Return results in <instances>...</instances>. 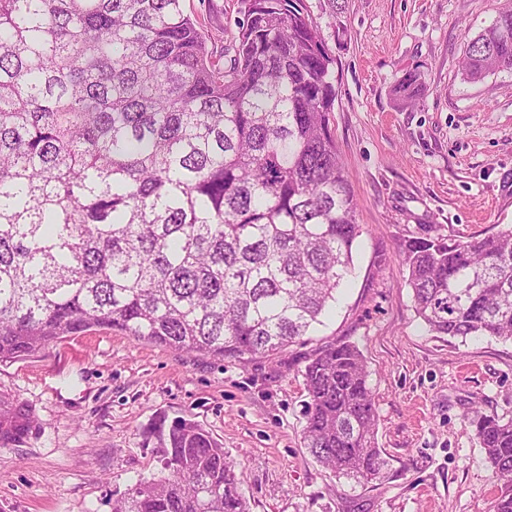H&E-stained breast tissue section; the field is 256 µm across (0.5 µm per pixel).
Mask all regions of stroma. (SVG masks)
Wrapping results in <instances>:
<instances>
[{
	"label": "stroma",
	"mask_w": 512,
	"mask_h": 512,
	"mask_svg": "<svg viewBox=\"0 0 512 512\" xmlns=\"http://www.w3.org/2000/svg\"><path fill=\"white\" fill-rule=\"evenodd\" d=\"M503 0H305L336 59L331 131L357 204L354 272L323 326L276 360L240 364L90 331L0 363V400L35 431L0 444V512H112L160 475L149 429L201 424L237 464L250 512H492L499 483L467 414L512 418V343L428 332L401 249L512 225V74L470 83L467 43ZM416 71L422 97L394 88ZM355 343L369 370L380 479L357 485L303 443L305 360Z\"/></svg>",
	"instance_id": "1"
}]
</instances>
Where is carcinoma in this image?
I'll use <instances>...</instances> for the list:
<instances>
[{
	"label": "carcinoma",
	"mask_w": 512,
	"mask_h": 512,
	"mask_svg": "<svg viewBox=\"0 0 512 512\" xmlns=\"http://www.w3.org/2000/svg\"><path fill=\"white\" fill-rule=\"evenodd\" d=\"M184 0H0V362L95 328L219 361L305 342L352 273L356 205L331 134L330 53L305 0H237L216 45ZM512 73V4L462 76ZM419 76L395 92L416 103ZM436 336L512 341V226L402 249ZM305 447L358 484L382 475L359 348L302 370ZM471 424L512 512V419ZM163 474L112 512H250L224 446L156 427Z\"/></svg>",
	"instance_id": "cac0c4a2"
}]
</instances>
